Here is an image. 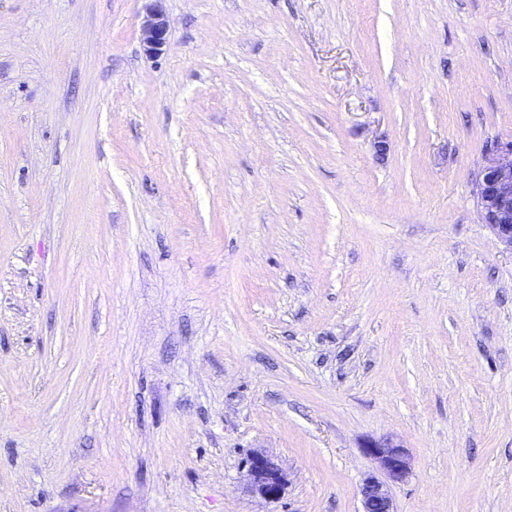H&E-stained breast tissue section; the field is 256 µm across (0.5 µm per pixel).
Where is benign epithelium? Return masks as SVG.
Instances as JSON below:
<instances>
[{"mask_svg":"<svg viewBox=\"0 0 512 512\" xmlns=\"http://www.w3.org/2000/svg\"><path fill=\"white\" fill-rule=\"evenodd\" d=\"M165 0H147L142 22L141 44L148 56H156L168 44ZM474 196L483 223L496 244L512 252V138L497 139L487 147L474 174ZM366 455L377 461L384 478H365L361 488L362 512H395L389 485L404 482L410 474L407 448L391 438L368 440ZM247 488L267 501L280 499L287 480L278 464L262 451H253L246 461Z\"/></svg>","mask_w":512,"mask_h":512,"instance_id":"7a95c632","label":"benign epithelium"}]
</instances>
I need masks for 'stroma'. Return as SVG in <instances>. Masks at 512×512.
I'll return each instance as SVG.
<instances>
[{"mask_svg": "<svg viewBox=\"0 0 512 512\" xmlns=\"http://www.w3.org/2000/svg\"><path fill=\"white\" fill-rule=\"evenodd\" d=\"M166 11L0 0V512H512V0ZM143 1L149 3L145 5L140 39L145 54L151 57L162 53L168 44V21L164 7L166 0ZM474 196L496 244L512 253V138L487 147L474 174ZM366 455L377 461L384 479L365 478L361 488V512H396L389 484L404 482L410 474V455L407 448L391 438L368 440L362 445ZM247 488L267 501L280 499L287 480L278 464L262 451H253L246 461Z\"/></svg>", "mask_w": 512, "mask_h": 512, "instance_id": "stroma-1", "label": "stroma"}]
</instances>
